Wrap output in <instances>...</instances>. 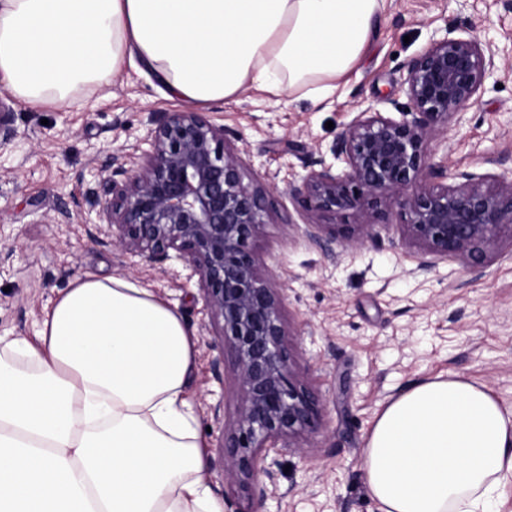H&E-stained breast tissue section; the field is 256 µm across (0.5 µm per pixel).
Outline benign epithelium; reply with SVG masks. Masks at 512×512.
<instances>
[{"mask_svg":"<svg viewBox=\"0 0 512 512\" xmlns=\"http://www.w3.org/2000/svg\"><path fill=\"white\" fill-rule=\"evenodd\" d=\"M462 32L463 24L449 25L408 63L402 119L371 108L358 113L331 148L345 168L321 159L288 185L318 247L377 244L368 219L395 207L404 216L400 238L419 252L420 269L448 258L480 268L492 245L512 238V177L450 174L427 154L441 129L463 119L495 68L490 44ZM11 114L0 99V141L14 135ZM112 164L126 178L102 181L112 199L99 218L122 253L152 265L175 257L187 279L197 278L204 310L235 367L237 408L219 446L224 477L262 501L276 490L278 457L317 428L322 406L295 359L285 289L252 251L273 209V187L244 182L239 150L202 112L165 113L154 122L149 149L116 155ZM338 214L355 222L335 224Z\"/></svg>","mask_w":512,"mask_h":512,"instance_id":"7a95c632","label":"benign epithelium"}]
</instances>
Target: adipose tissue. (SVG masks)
I'll return each instance as SVG.
<instances>
[{
    "label": "adipose tissue",
    "mask_w": 512,
    "mask_h": 512,
    "mask_svg": "<svg viewBox=\"0 0 512 512\" xmlns=\"http://www.w3.org/2000/svg\"><path fill=\"white\" fill-rule=\"evenodd\" d=\"M380 0H0V80L70 104L150 74L189 107L245 87L327 97L379 28ZM197 340L126 278H76L37 343L0 346V512H224L186 397ZM362 468L379 512H490L512 478V414L461 376L377 415Z\"/></svg>",
    "instance_id": "obj_1"
}]
</instances>
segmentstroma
<instances>
[{
    "mask_svg": "<svg viewBox=\"0 0 512 512\" xmlns=\"http://www.w3.org/2000/svg\"><path fill=\"white\" fill-rule=\"evenodd\" d=\"M468 22L492 44L495 70L461 122L428 145L449 171L512 174V10L502 0H384L374 42L326 99L305 91L250 87L211 103L204 113L240 151L246 179L275 185L276 210L255 246L286 290L284 316L298 330L300 370L323 398L318 430L280 457L284 471L265 500L224 479L218 452L222 420L234 391L213 371L219 337L208 329L195 281L180 260L152 265L123 255L108 229L93 224L103 207L93 197L112 174L113 155L147 147L152 118L174 103L146 76L116 79L70 106L31 108L0 81L12 108L11 140L0 142V337L33 340L39 322L71 282L87 273L121 276L178 307L197 339L189 385L196 429L207 445V477L227 512H378L365 485L362 451L384 405L410 386L459 375L489 388L512 408V240L489 250L481 272L454 259L419 269L398 245L399 210L376 219L379 242L324 254L292 224L288 185L306 175L312 158L333 163L336 138L367 107L399 117L408 99L402 82L410 60L452 21ZM80 201L84 222L59 223Z\"/></svg>",
    "mask_w": 512,
    "mask_h": 512,
    "instance_id": "stroma-1",
    "label": "stroma"
}]
</instances>
